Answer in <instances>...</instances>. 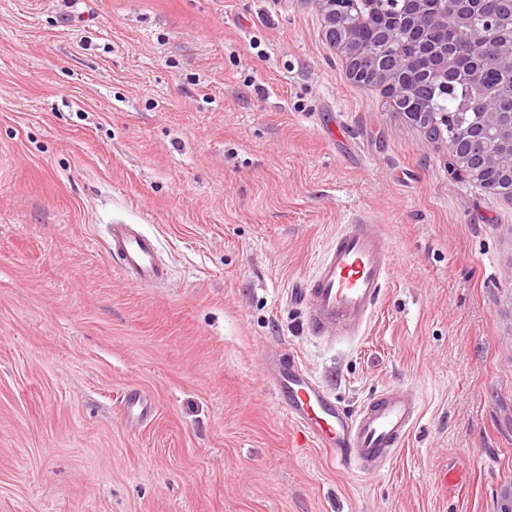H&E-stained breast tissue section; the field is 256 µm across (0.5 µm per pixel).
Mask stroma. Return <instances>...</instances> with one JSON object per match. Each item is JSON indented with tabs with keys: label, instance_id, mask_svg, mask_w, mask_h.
<instances>
[{
	"label": "stroma",
	"instance_id": "obj_1",
	"mask_svg": "<svg viewBox=\"0 0 512 512\" xmlns=\"http://www.w3.org/2000/svg\"><path fill=\"white\" fill-rule=\"evenodd\" d=\"M447 151L349 80L313 0H0V512H499L512 202ZM359 213L389 286L364 336L311 337L288 293ZM116 220L166 287L121 275ZM284 348L351 409L412 388L397 456L350 472L291 423ZM109 246L120 271L139 285L168 280L169 270L159 259L156 239L131 224H111Z\"/></svg>",
	"mask_w": 512,
	"mask_h": 512
}]
</instances>
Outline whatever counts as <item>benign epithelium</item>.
Instances as JSON below:
<instances>
[{"label": "benign epithelium", "mask_w": 512, "mask_h": 512, "mask_svg": "<svg viewBox=\"0 0 512 512\" xmlns=\"http://www.w3.org/2000/svg\"><path fill=\"white\" fill-rule=\"evenodd\" d=\"M323 15L324 26L330 31L348 27L351 17L338 14L333 5L336 0H317ZM405 7L395 14H382L373 22L382 28L388 39L400 32L409 35L412 42L424 51L427 67L415 74L404 72L400 60L390 58L386 73L372 67L366 69L358 64L359 51L350 42H345V60L352 81L365 87H374L382 80L394 79L401 85H431L448 83V77L464 80L476 85L481 82L482 66L479 60L467 61L452 50H433L427 38L433 26L452 17L455 28L462 33L474 29L476 17L480 15L482 0H455L454 8L448 9L443 0H403ZM512 154V112H504L497 95L488 94V105L482 112L474 113V119L460 142L448 154L449 165L458 176L475 182L479 188L491 195L501 196L512 202V170L501 167V158Z\"/></svg>", "instance_id": "1"}]
</instances>
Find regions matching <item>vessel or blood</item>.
Wrapping results in <instances>:
<instances>
[{"label":"vessel or blood","mask_w":512,"mask_h":512,"mask_svg":"<svg viewBox=\"0 0 512 512\" xmlns=\"http://www.w3.org/2000/svg\"><path fill=\"white\" fill-rule=\"evenodd\" d=\"M110 251L120 271L139 285L168 280L155 238L131 224L112 225ZM392 260L379 225L357 216L341 225L315 272L291 292L309 335L362 336L389 284ZM265 376L291 423L338 464L372 473L403 448L419 417L409 390L384 389L353 410L339 405L303 364L286 351L269 361Z\"/></svg>","instance_id":"vessel-or-blood-1"}]
</instances>
